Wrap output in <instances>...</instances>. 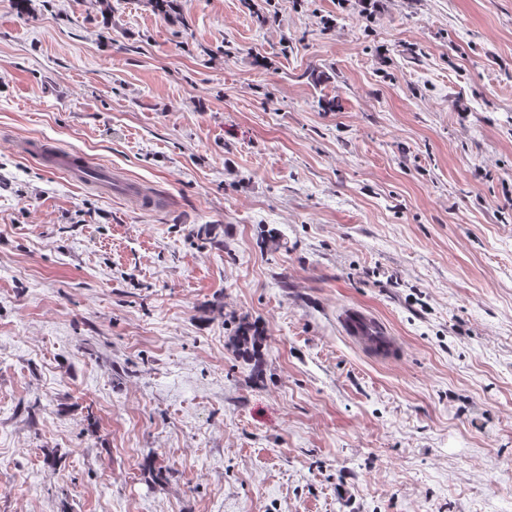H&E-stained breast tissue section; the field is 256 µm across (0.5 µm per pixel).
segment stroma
Returning a JSON list of instances; mask_svg holds the SVG:
<instances>
[{"instance_id": "stroma-1", "label": "stroma", "mask_w": 512, "mask_h": 512, "mask_svg": "<svg viewBox=\"0 0 512 512\" xmlns=\"http://www.w3.org/2000/svg\"><path fill=\"white\" fill-rule=\"evenodd\" d=\"M0 512H512V0H0ZM346 336L358 344L385 357H393L397 346L386 326L372 314L356 308H346L339 316Z\"/></svg>"}]
</instances>
